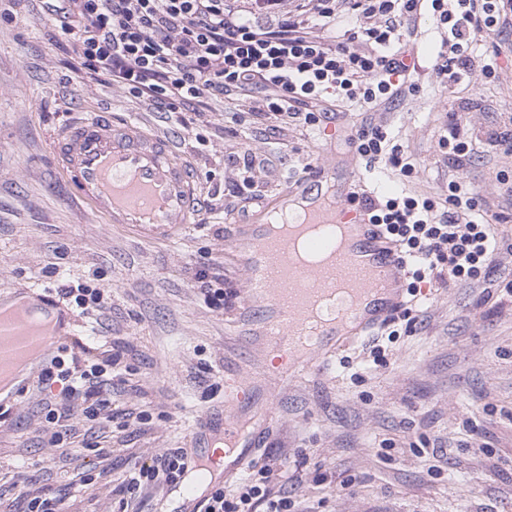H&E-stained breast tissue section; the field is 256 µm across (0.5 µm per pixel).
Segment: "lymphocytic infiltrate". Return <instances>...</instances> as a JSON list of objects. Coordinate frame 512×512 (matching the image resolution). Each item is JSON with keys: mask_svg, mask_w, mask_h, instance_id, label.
Wrapping results in <instances>:
<instances>
[{"mask_svg": "<svg viewBox=\"0 0 512 512\" xmlns=\"http://www.w3.org/2000/svg\"><path fill=\"white\" fill-rule=\"evenodd\" d=\"M55 42L71 48L80 71L118 87L153 109L179 111L194 100L208 104L259 88L266 96L255 116H285L318 123L326 98L352 111L417 97L421 87L410 49V25L430 15L445 32L432 66L438 87L460 83L479 70L483 84L498 77L499 51L479 54V39L512 24V0H293L277 22L243 16L233 0H59L47 4ZM355 151L404 181L416 165L385 125L364 124L350 136ZM371 223L394 245L409 278L421 284L484 281L500 243L477 190L463 177L449 179L446 195L402 191L362 196ZM119 353L105 359L52 356L43 370L58 393L41 397L55 424L49 444L59 447L75 424L111 419L112 372ZM188 465L181 448L151 455L119 492L118 512H129L161 487L176 484ZM294 501L270 487L242 483L236 500L215 487L199 512H293Z\"/></svg>", "mask_w": 512, "mask_h": 512, "instance_id": "f902f5d3", "label": "lymphocytic infiltrate"}]
</instances>
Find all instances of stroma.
Masks as SVG:
<instances>
[{
  "mask_svg": "<svg viewBox=\"0 0 512 512\" xmlns=\"http://www.w3.org/2000/svg\"><path fill=\"white\" fill-rule=\"evenodd\" d=\"M44 0H0V292L29 285L55 294L63 284L105 288L104 316L66 299L75 335L68 352L122 347L114 379L112 421L78 424L65 448L49 447L53 423L34 386L0 416V512H26L25 477L51 487L71 512H114L112 490L135 464L182 448L201 414L224 408L225 347L233 343L243 274L225 252L235 222L263 221L266 204L307 175L316 161L358 164V184L401 191L381 164L354 160L351 127L386 125L411 154L416 189L445 193L461 175L495 215L507 243L486 282L431 290L420 303L423 324L379 342L387 359L369 360L371 337L341 349L318 376L300 380L281 403L282 421L251 468L282 459L270 476L302 512H512V196L497 180L512 176V151L455 157L438 146L451 117L465 134L486 138L512 129V27L496 82L471 75L468 89L440 91L430 67L442 34L428 16L412 37L420 96L387 112H344L326 102L316 130L273 116L255 123L245 107L258 92L225 98L195 115L132 102L117 87L89 81L71 52L53 41ZM109 112L173 139L193 157L202 206L199 220L172 242H149L103 223L81 202L50 153V134L74 112ZM261 163L244 168L239 159ZM213 273L224 305L211 306L194 278ZM144 413L126 426L128 413ZM488 433L479 449L472 430Z\"/></svg>",
  "mask_w": 512,
  "mask_h": 512,
  "instance_id": "obj_1",
  "label": "stroma"
}]
</instances>
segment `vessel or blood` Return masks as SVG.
<instances>
[{
  "mask_svg": "<svg viewBox=\"0 0 512 512\" xmlns=\"http://www.w3.org/2000/svg\"><path fill=\"white\" fill-rule=\"evenodd\" d=\"M51 151L62 173L74 181L79 198L106 223L122 225L132 234L176 239L200 208L192 164L171 141L146 133L136 123L113 121L106 112H80L53 135ZM335 179V165L325 164L300 180L289 195L315 222H323L322 193ZM348 216L354 239L345 261L357 274L345 281L337 279L334 267L295 264L285 243L277 250L278 275L262 278L256 272L266 250L261 225L235 226L230 249L248 259L237 339L248 346L267 342L253 325L254 312L276 320L279 337L271 344L280 359L281 378L321 373L340 348L373 332L401 303L403 265L393 247L363 210L349 211ZM340 287L348 290L350 298L343 318L324 326L313 350L299 348L296 339L314 305ZM14 297L21 300V308L0 310V375L29 351L49 356L58 337L73 335L76 327L68 309L39 290L28 287ZM254 396L253 375L237 363L226 367L224 409L220 415L208 413L198 420L191 448L223 444L225 456L233 460L232 474L242 473L278 425L272 403L251 412Z\"/></svg>",
  "mask_w": 512,
  "mask_h": 512,
  "instance_id": "obj_1",
  "label": "vessel or blood"
}]
</instances>
